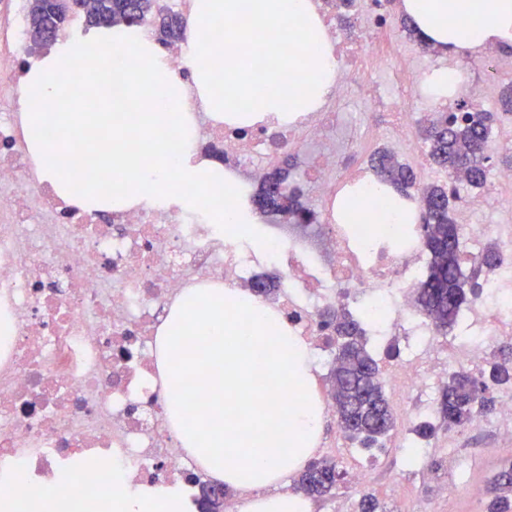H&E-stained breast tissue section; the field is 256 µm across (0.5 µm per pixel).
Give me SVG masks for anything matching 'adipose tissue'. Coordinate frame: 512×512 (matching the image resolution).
Returning a JSON list of instances; mask_svg holds the SVG:
<instances>
[{
  "label": "adipose tissue",
  "instance_id": "adipose-tissue-1",
  "mask_svg": "<svg viewBox=\"0 0 512 512\" xmlns=\"http://www.w3.org/2000/svg\"><path fill=\"white\" fill-rule=\"evenodd\" d=\"M402 13L443 54L512 46V0H403ZM159 354L168 416L183 447L228 492L245 493L242 512H310L300 495L270 488L311 459L322 411L309 346L277 312L221 285L187 289L160 328ZM298 396L280 404L266 382ZM196 406H189V392ZM112 512H187L181 492L129 485L113 465ZM0 512H88L87 498L70 493L69 474L52 492L29 502L15 471L0 474Z\"/></svg>",
  "mask_w": 512,
  "mask_h": 512
}]
</instances>
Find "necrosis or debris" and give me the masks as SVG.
<instances>
[{
    "label": "necrosis or debris",
    "mask_w": 512,
    "mask_h": 512,
    "mask_svg": "<svg viewBox=\"0 0 512 512\" xmlns=\"http://www.w3.org/2000/svg\"><path fill=\"white\" fill-rule=\"evenodd\" d=\"M341 62L322 108L281 126L238 128L196 108L199 154L224 164L241 191L240 208L287 153L303 155L319 204L312 218H281L259 230L275 250L255 255L186 205L145 203L121 213L60 205L43 182L28 149L25 107L17 93L30 61L28 0H0V312L13 332L0 341V468L21 463L30 497L51 485L75 459L104 451L125 467L132 485L179 483L198 461L182 448L167 420L157 333L179 294L212 281L252 292L259 276H276L266 299L294 335L309 345L318 366L333 347L321 311L343 303L383 308L368 333L404 341L407 354L389 366L386 383L396 398L433 392L452 368L471 369L502 338H512V171L479 200L460 199V226L470 252L495 238L508 260L490 277L495 302L475 301L463 321L469 338L437 339L430 320L412 305L411 292L427 271L422 229L393 224L370 232L365 224L337 223L329 200L371 177L369 168H340L342 155L366 151L373 127L342 136L336 101L367 63L392 54L391 20L380 0L367 11L365 36L342 34L336 0H313ZM183 36L165 47L172 73L189 80V47L197 42L192 0H169ZM392 121L386 147L423 158L415 135L421 113L413 103L420 84L410 67L389 74Z\"/></svg>",
    "instance_id": "necrosis-or-debris-1"
}]
</instances>
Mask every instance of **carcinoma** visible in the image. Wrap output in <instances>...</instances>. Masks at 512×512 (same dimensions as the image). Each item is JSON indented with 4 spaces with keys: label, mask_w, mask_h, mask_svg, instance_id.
Instances as JSON below:
<instances>
[{
    "label": "carcinoma",
    "mask_w": 512,
    "mask_h": 512,
    "mask_svg": "<svg viewBox=\"0 0 512 512\" xmlns=\"http://www.w3.org/2000/svg\"><path fill=\"white\" fill-rule=\"evenodd\" d=\"M151 10V0H90L83 17L86 24L100 26L115 17L135 13L144 17ZM54 0H31L28 34H47L55 38L60 25L55 23ZM183 30L182 20L171 15L161 19L159 39L168 41ZM495 115L472 110L469 104H458L454 112H440L419 130L430 159L448 171L449 180L458 176L465 184L482 187L486 183L491 160V133ZM380 180L408 194L416 187L410 166L397 160L388 151L373 159ZM291 164L273 168L254 196L256 208L269 215L305 216L309 214L297 190H283L288 182ZM424 195L422 215L423 246L431 257L427 275L416 288L417 308L434 323L435 331L448 335L459 324L465 305L481 297L487 289L484 271H494L503 262L498 250L487 247L474 257H467L461 228L448 204L455 197L445 184L421 188ZM321 319L334 333L335 357L332 368L333 400L339 425L351 422L348 436L364 448H382L383 439L395 427L396 417L386 398L377 361L367 348V339L360 321L342 308L321 313ZM512 382V342L499 346L490 369L474 373L456 370L441 389L437 403V419L446 428L462 429L477 414L494 412L497 399L495 386ZM512 464L505 465L488 489L485 512H512V485L507 483ZM343 472L333 460L310 462L300 473L296 490L309 498L333 495ZM357 512H385L379 499L370 490L359 491Z\"/></svg>",
    "instance_id": "obj_1"
}]
</instances>
